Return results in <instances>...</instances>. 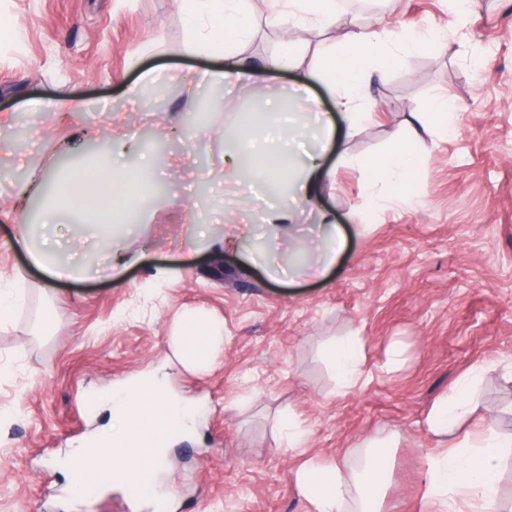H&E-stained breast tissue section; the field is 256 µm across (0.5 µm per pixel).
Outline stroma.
I'll return each instance as SVG.
<instances>
[{
  "mask_svg": "<svg viewBox=\"0 0 512 512\" xmlns=\"http://www.w3.org/2000/svg\"><path fill=\"white\" fill-rule=\"evenodd\" d=\"M184 10V0H0V205L29 191L0 214V289L26 286L0 326V512H313L300 466L344 460L358 473L371 441L388 446L381 512H421L425 458L440 447L426 421L458 377L482 372L463 430L512 432V0H464L461 23L448 0H382L370 14L337 6L349 27L384 19L445 37L439 51L399 49L352 124L311 73L331 32L303 28L297 66L229 93L203 79L220 59L182 54ZM250 10L257 35L242 50L257 59L290 29L268 26L263 0ZM145 70L173 90L161 111L128 93ZM292 84L309 85V113L344 135L323 159L333 177L317 206L334 212L345 247L319 280L302 276L322 259L316 213L268 251L266 183L224 179L225 148L248 146L268 88ZM61 95L80 110L40 109ZM439 97L456 106L449 134L419 121ZM117 113L154 136L140 221L123 238L139 260L115 279L98 250L54 278L31 263L16 226L43 223L47 181L95 164L91 145H111ZM412 134L423 164L409 194L371 203L366 162ZM202 229L216 243L248 237L223 251V278L212 250L189 249ZM179 311L224 325L207 370L170 361ZM351 336L362 376L344 391L328 353ZM145 372L200 404L196 431L171 446L153 486L71 495L60 461L110 424L109 407L86 398ZM285 414L305 433L300 447L279 445Z\"/></svg>",
  "mask_w": 512,
  "mask_h": 512,
  "instance_id": "1",
  "label": "stroma"
}]
</instances>
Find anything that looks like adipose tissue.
I'll return each mask as SVG.
<instances>
[{
    "label": "adipose tissue",
    "instance_id": "ef3b65f1",
    "mask_svg": "<svg viewBox=\"0 0 512 512\" xmlns=\"http://www.w3.org/2000/svg\"><path fill=\"white\" fill-rule=\"evenodd\" d=\"M334 0H267V20L276 25L292 20L294 26L314 24L335 29L332 50L321 53L315 76L337 93V105L352 110L357 100L366 98L372 75H385L396 61L393 45L412 41L404 31L357 32L342 25L333 8ZM182 52L187 56L223 59V67L208 73L210 82L223 86H253L264 82L268 72L290 66L300 54L297 41L281 42L258 64L241 58L240 48L254 34L256 26L246 0H189L185 12ZM332 125L316 130L289 126L277 132L282 153L302 146L310 163L302 167L290 183L288 203L270 208L265 216L266 237L278 241L287 223L295 221L298 206L316 199L327 172L319 158L334 139ZM420 156L414 139L399 141L387 154L370 163L372 185L383 184L396 197H403L418 168ZM137 180L127 168L102 165L72 173L62 181L55 203L78 220H87L92 245H107L113 276H121L134 263L133 255L120 245L124 229L122 216L130 209V188ZM224 340L222 326L198 315L183 316L170 338L173 358L185 369L197 370L211 364ZM473 375L457 379L428 417L432 433L451 437L449 448L430 454L425 461L426 483L423 499L426 512H483L495 502L499 473L512 437H473L457 434L460 418L476 410L471 395ZM112 424L108 431L93 435L84 446L71 449L70 458L88 459L82 472L68 471L70 487L85 483L110 486L115 473L139 480L150 462L166 456L172 440L191 429L194 407L178 399L164 379L149 374L114 390ZM387 465L384 445L374 442L367 456V472L351 483L345 463L325 466L308 461L297 473L303 495L315 512H345L348 496H356L362 506H373Z\"/></svg>",
    "mask_w": 512,
    "mask_h": 512
}]
</instances>
